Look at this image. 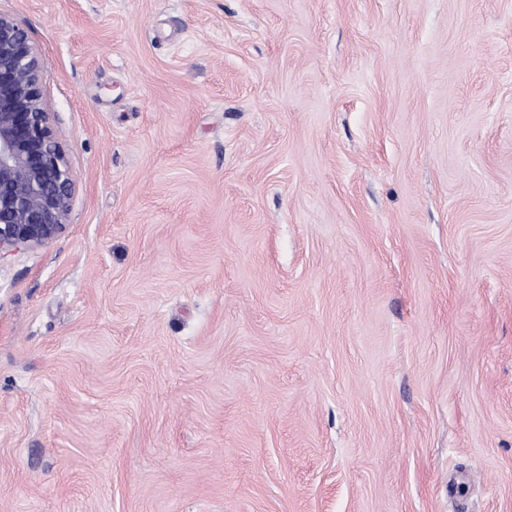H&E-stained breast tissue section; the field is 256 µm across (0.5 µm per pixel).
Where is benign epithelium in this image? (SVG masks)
I'll use <instances>...</instances> for the list:
<instances>
[{
    "mask_svg": "<svg viewBox=\"0 0 512 512\" xmlns=\"http://www.w3.org/2000/svg\"><path fill=\"white\" fill-rule=\"evenodd\" d=\"M40 73L37 47L0 13V258L52 244L72 211L76 182Z\"/></svg>",
    "mask_w": 512,
    "mask_h": 512,
    "instance_id": "1",
    "label": "benign epithelium"
}]
</instances>
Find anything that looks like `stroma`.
Returning <instances> with one entry per match:
<instances>
[{"mask_svg":"<svg viewBox=\"0 0 512 512\" xmlns=\"http://www.w3.org/2000/svg\"><path fill=\"white\" fill-rule=\"evenodd\" d=\"M77 188L0 260V512H512V0H0Z\"/></svg>","mask_w":512,"mask_h":512,"instance_id":"1","label":"stroma"}]
</instances>
